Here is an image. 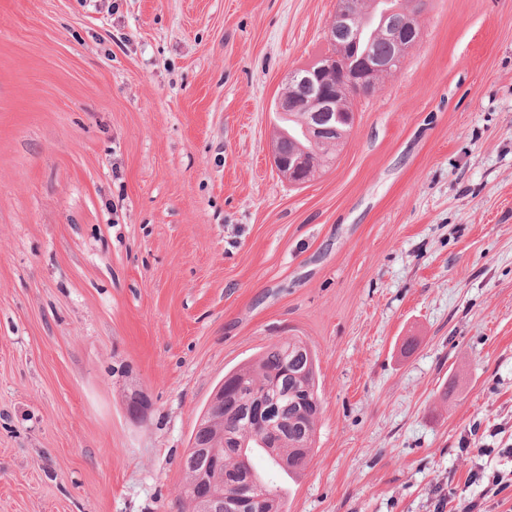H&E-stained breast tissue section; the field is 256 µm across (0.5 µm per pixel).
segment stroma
<instances>
[{
  "instance_id": "1",
  "label": "stroma",
  "mask_w": 512,
  "mask_h": 512,
  "mask_svg": "<svg viewBox=\"0 0 512 512\" xmlns=\"http://www.w3.org/2000/svg\"><path fill=\"white\" fill-rule=\"evenodd\" d=\"M336 0H0V512H190L226 371L293 336L285 512H434L512 471V0H426L294 185L270 135ZM150 408L130 418L125 398Z\"/></svg>"
}]
</instances>
